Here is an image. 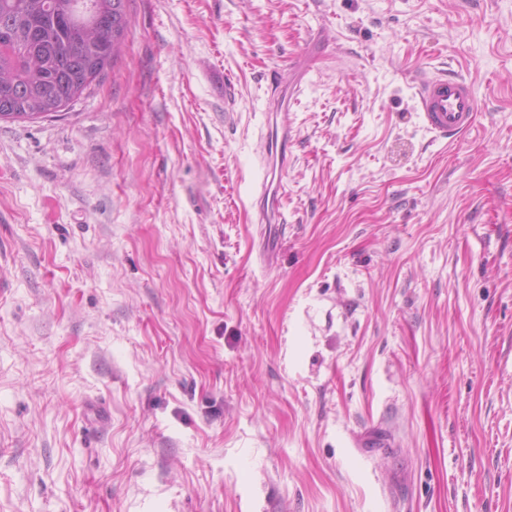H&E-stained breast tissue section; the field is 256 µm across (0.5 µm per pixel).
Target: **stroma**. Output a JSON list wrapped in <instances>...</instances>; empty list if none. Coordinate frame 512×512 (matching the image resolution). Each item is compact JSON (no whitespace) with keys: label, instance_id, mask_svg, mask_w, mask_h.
<instances>
[{"label":"stroma","instance_id":"stroma-1","mask_svg":"<svg viewBox=\"0 0 512 512\" xmlns=\"http://www.w3.org/2000/svg\"><path fill=\"white\" fill-rule=\"evenodd\" d=\"M127 14L77 101L0 120V512H512V0ZM423 73L471 130L423 129ZM288 78V66L275 71L267 87L269 95V116L264 134V149L260 157L262 166L267 167L275 158L281 172L288 170V109L281 103V88ZM416 97L423 127L436 139L462 135L476 120L474 86L463 75L421 76ZM254 195L258 196V199H260L262 203L266 199V207L263 204V207L259 210L258 223L259 224H276V220L278 217L276 209H277L278 203L274 199L271 202L272 197H271V195H269L268 184L265 181V179H263L262 182L256 187Z\"/></svg>","mask_w":512,"mask_h":512}]
</instances>
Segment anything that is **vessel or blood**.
Here are the masks:
<instances>
[{
    "label": "vessel or blood",
    "mask_w": 512,
    "mask_h": 512,
    "mask_svg": "<svg viewBox=\"0 0 512 512\" xmlns=\"http://www.w3.org/2000/svg\"><path fill=\"white\" fill-rule=\"evenodd\" d=\"M287 69L275 71L267 87L270 116L264 135L261 165L277 162L288 168V109L281 101ZM420 118L434 138L448 140L467 132L476 120V98L472 82L462 75H424L416 82Z\"/></svg>",
    "instance_id": "vessel-or-blood-1"
}]
</instances>
